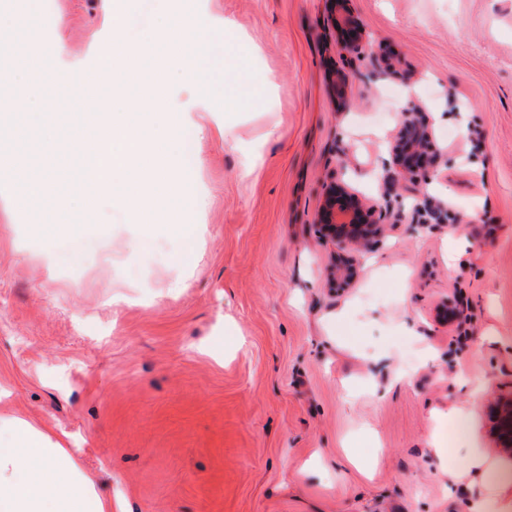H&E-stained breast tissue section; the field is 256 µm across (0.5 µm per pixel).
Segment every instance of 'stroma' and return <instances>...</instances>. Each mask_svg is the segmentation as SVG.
Masks as SVG:
<instances>
[{"label": "stroma", "mask_w": 512, "mask_h": 512, "mask_svg": "<svg viewBox=\"0 0 512 512\" xmlns=\"http://www.w3.org/2000/svg\"><path fill=\"white\" fill-rule=\"evenodd\" d=\"M177 2V27L246 78L205 107L197 86H168V110L195 115L172 145L191 133L196 160L158 205L186 208L196 235L109 200L74 213L76 233L46 231L31 206L41 182L65 191L79 173L55 135L77 97L0 123V414L66 432L126 512H464L477 487L458 458L469 439L500 456L491 407L512 392V0H348L358 54L331 0ZM0 11L19 18L13 47L34 28L44 56L73 60L111 22L105 0ZM384 54L397 75L377 76ZM411 105L440 153L409 185L416 214L398 210L389 153ZM342 158L386 236L339 289L315 219ZM438 203L447 220L427 223ZM457 408L468 430L433 453Z\"/></svg>", "instance_id": "stroma-1"}]
</instances>
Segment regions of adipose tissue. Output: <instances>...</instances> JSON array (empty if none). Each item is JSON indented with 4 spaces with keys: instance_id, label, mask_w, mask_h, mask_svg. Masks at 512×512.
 I'll return each instance as SVG.
<instances>
[{
    "instance_id": "adipose-tissue-1",
    "label": "adipose tissue",
    "mask_w": 512,
    "mask_h": 512,
    "mask_svg": "<svg viewBox=\"0 0 512 512\" xmlns=\"http://www.w3.org/2000/svg\"><path fill=\"white\" fill-rule=\"evenodd\" d=\"M461 477L480 491L465 512H512V461L468 441ZM0 512H112V499L63 440L19 417H0Z\"/></svg>"
}]
</instances>
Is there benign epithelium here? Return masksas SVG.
Returning a JSON list of instances; mask_svg holds the SVG:
<instances>
[{
    "label": "benign epithelium",
    "instance_id": "7a95c632",
    "mask_svg": "<svg viewBox=\"0 0 512 512\" xmlns=\"http://www.w3.org/2000/svg\"><path fill=\"white\" fill-rule=\"evenodd\" d=\"M344 24L351 31L348 36L351 50L362 49L363 31L359 22L347 14ZM390 154L392 167L403 180L412 178L420 169L426 173L434 166L437 148L429 119L419 108L412 106L404 110ZM317 224L341 250L336 262V280L346 285L354 278L360 251L382 241L384 225L369 218L363 199L346 177L343 158L336 177L325 190ZM492 434L501 448L512 450V392L496 402Z\"/></svg>",
    "mask_w": 512,
    "mask_h": 512
}]
</instances>
